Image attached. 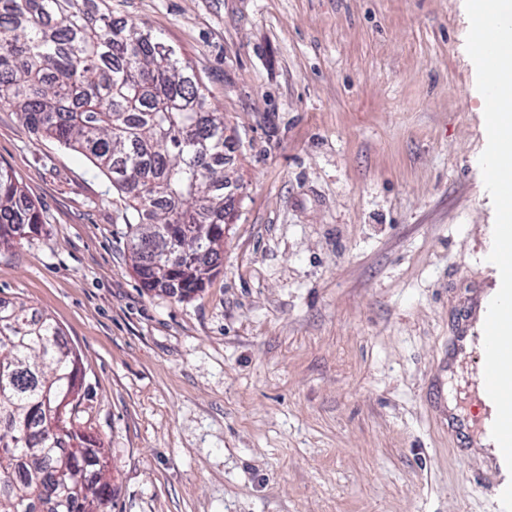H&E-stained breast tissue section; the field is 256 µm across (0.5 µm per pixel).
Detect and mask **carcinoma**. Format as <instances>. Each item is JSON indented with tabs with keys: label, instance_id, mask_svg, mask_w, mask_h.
<instances>
[{
	"label": "carcinoma",
	"instance_id": "cac0c4a2",
	"mask_svg": "<svg viewBox=\"0 0 512 512\" xmlns=\"http://www.w3.org/2000/svg\"><path fill=\"white\" fill-rule=\"evenodd\" d=\"M106 0H0V106L77 150L125 194L130 245L143 286L185 298L219 266L224 242V113L205 108L202 84L143 24L117 26ZM42 220L0 167V246L39 233ZM198 234L182 240V226ZM182 251L171 268L159 241ZM0 327V512H106L112 485L98 439L69 406L80 359L60 327L24 305Z\"/></svg>",
	"mask_w": 512,
	"mask_h": 512
}]
</instances>
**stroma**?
<instances>
[{"mask_svg": "<svg viewBox=\"0 0 512 512\" xmlns=\"http://www.w3.org/2000/svg\"><path fill=\"white\" fill-rule=\"evenodd\" d=\"M224 113L221 263L143 287L127 201L0 107V167L41 213L0 248V299L56 321L112 472L110 512H497L471 356L449 338L499 286L464 0H109Z\"/></svg>", "mask_w": 512, "mask_h": 512, "instance_id": "stroma-1", "label": "stroma"}]
</instances>
